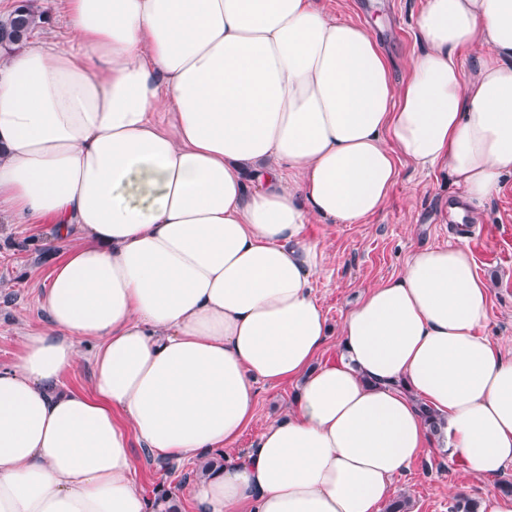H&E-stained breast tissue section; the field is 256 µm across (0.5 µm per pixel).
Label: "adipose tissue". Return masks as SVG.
<instances>
[{
	"instance_id": "1",
	"label": "adipose tissue",
	"mask_w": 512,
	"mask_h": 512,
	"mask_svg": "<svg viewBox=\"0 0 512 512\" xmlns=\"http://www.w3.org/2000/svg\"><path fill=\"white\" fill-rule=\"evenodd\" d=\"M40 3L78 48L0 60V210L80 243L48 276L45 327L0 368V512H149L133 445L152 461L230 448L261 381L295 384L294 407L187 487L196 512H381L438 442L497 479L512 360L484 333L470 250L416 249L324 363L306 229L377 213L403 160L448 171L458 215L500 191L512 0H424L398 83L373 32L317 0ZM86 341L91 390L62 389Z\"/></svg>"
}]
</instances>
